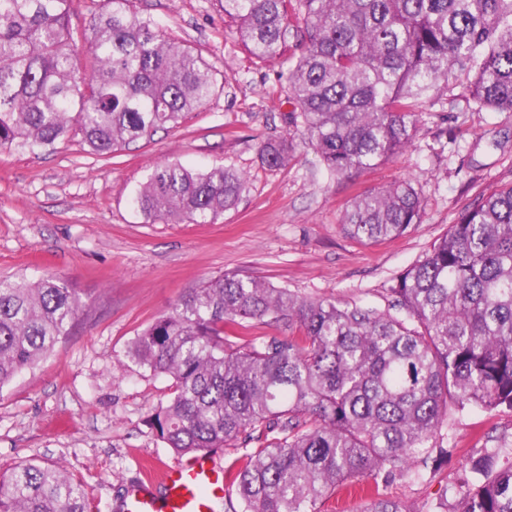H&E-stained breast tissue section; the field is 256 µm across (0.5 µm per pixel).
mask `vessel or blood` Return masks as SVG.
Segmentation results:
<instances>
[{
  "label": "vessel or blood",
  "mask_w": 512,
  "mask_h": 512,
  "mask_svg": "<svg viewBox=\"0 0 512 512\" xmlns=\"http://www.w3.org/2000/svg\"><path fill=\"white\" fill-rule=\"evenodd\" d=\"M230 478L214 458L154 463L130 487L124 512H216Z\"/></svg>",
  "instance_id": "obj_1"
}]
</instances>
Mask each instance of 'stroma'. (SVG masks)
Listing matches in <instances>:
<instances>
[{
	"instance_id": "35a3bbf8",
	"label": "stroma",
	"mask_w": 512,
	"mask_h": 512,
	"mask_svg": "<svg viewBox=\"0 0 512 512\" xmlns=\"http://www.w3.org/2000/svg\"><path fill=\"white\" fill-rule=\"evenodd\" d=\"M135 8L211 68L217 86L205 108L108 156L87 152L77 135L0 152V277L57 275L83 302L70 335L0 390V474L29 462L57 465L81 482L92 512H122L141 465L176 459L145 423L169 400L173 380L151 374L129 349L188 289L236 272L304 298L387 311L395 277L462 208L512 186V112L478 108L465 79L449 86L445 101L425 105L405 151L339 179L303 145L279 64L245 50L224 0H135ZM281 138L294 145L291 160L268 168L260 147ZM162 163L224 166L243 173L247 186L213 223L153 224L131 198ZM402 179L421 194L420 223L379 244L341 233L356 195ZM442 432L441 469L383 484L385 497L427 512L469 457L494 440L512 448V410L452 409Z\"/></svg>"
}]
</instances>
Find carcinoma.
<instances>
[{"label": "carcinoma", "instance_id": "carcinoma-1", "mask_svg": "<svg viewBox=\"0 0 512 512\" xmlns=\"http://www.w3.org/2000/svg\"><path fill=\"white\" fill-rule=\"evenodd\" d=\"M78 65L73 0H0V150L54 144L72 133L97 155L175 128L212 97L201 56L134 11L102 0ZM298 4L299 18L289 15ZM249 54L298 55L279 80L309 146L348 177L391 159L419 132L422 103L470 77L481 108L512 112V0H224ZM286 139L260 150L290 160ZM244 174L220 166L158 165L132 198L147 220L210 224L234 207ZM407 180L357 195L340 219L376 243L420 223ZM402 312L303 298L235 273L189 289L137 336L130 356L174 379L148 419L177 456L231 448L240 505L227 512H320L340 486L372 483L367 512H413L379 482L427 466L448 405L512 410V186L458 216L396 278ZM82 308L64 279H0V390L51 353ZM241 330L224 335V327ZM273 328L279 336L255 334ZM502 448L472 461V479L430 512H512V461ZM82 486L56 467L26 463L0 475V512H88Z\"/></svg>", "mask_w": 512, "mask_h": 512}]
</instances>
